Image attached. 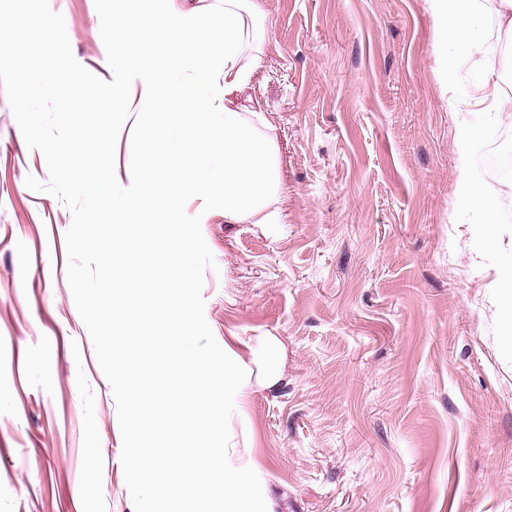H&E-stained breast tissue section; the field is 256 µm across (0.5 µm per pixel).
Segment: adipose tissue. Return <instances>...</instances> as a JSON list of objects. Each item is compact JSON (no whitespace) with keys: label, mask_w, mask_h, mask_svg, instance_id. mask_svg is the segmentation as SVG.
Returning <instances> with one entry per match:
<instances>
[{"label":"adipose tissue","mask_w":512,"mask_h":512,"mask_svg":"<svg viewBox=\"0 0 512 512\" xmlns=\"http://www.w3.org/2000/svg\"><path fill=\"white\" fill-rule=\"evenodd\" d=\"M483 0H429L434 19V39L442 62V78L449 92L448 108L459 111L470 92L458 86L461 67L485 53L488 26L512 39V0H494L492 11H485ZM259 9L254 0H224V33L220 41L206 43L186 35L179 20H172L160 43L145 52L125 57L120 66L129 85H139L149 94L153 109L176 107L184 114V124L177 132L182 164L163 176L146 170H134V191L113 198L110 216L122 229L121 240L129 252L143 245L139 220L143 211L158 203L157 216L166 224H181L184 189L199 196L208 195L211 184L201 172L203 160L218 156L223 160L224 221L228 224H268L278 218L281 182L277 163V146L266 132L267 120L251 95L253 79L264 65L266 31L256 17ZM224 59V101L214 106L205 95L209 85L208 60ZM193 63L195 79L181 82L176 72ZM473 85L485 103L486 113L502 115L512 112V91L499 82L494 69L475 73ZM221 110V120H212L213 110ZM486 127L464 125L456 133L459 155L458 194L468 206L478 210L485 232H493L499 222L494 185L474 177L470 158L474 147L486 135ZM183 247L172 243L166 265L177 272L178 281L141 283L129 299L111 303L102 299V308L116 313L150 308L156 293H163L161 308L166 319L190 332L195 322V308L187 298L174 294L176 282H188L193 270L182 261ZM287 357L280 337L265 334L242 351L225 349L224 377L211 376L208 361L182 348L170 355L176 371L174 378L163 381L159 389L173 392L186 386L187 396L180 403L182 415L200 419L202 429L211 431L222 417L220 396L223 391L256 388L277 390Z\"/></svg>","instance_id":"obj_1"}]
</instances>
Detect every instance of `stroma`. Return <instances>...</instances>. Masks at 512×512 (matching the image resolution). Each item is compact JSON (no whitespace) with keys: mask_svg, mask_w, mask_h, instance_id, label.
<instances>
[{"mask_svg":"<svg viewBox=\"0 0 512 512\" xmlns=\"http://www.w3.org/2000/svg\"><path fill=\"white\" fill-rule=\"evenodd\" d=\"M253 94L278 148L277 224L188 201L215 265L204 314L235 347L279 336L278 390L229 419L267 512H512V294L460 204L428 0H257ZM75 59L111 80L94 0H52ZM0 86V512H134L122 438L67 280L70 211Z\"/></svg>","mask_w":512,"mask_h":512,"instance_id":"obj_1","label":"stroma"}]
</instances>
